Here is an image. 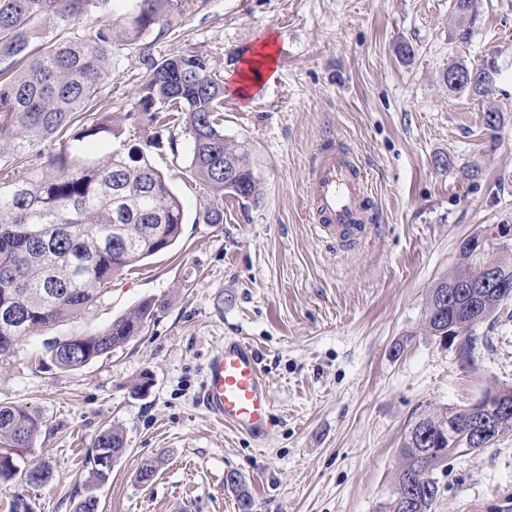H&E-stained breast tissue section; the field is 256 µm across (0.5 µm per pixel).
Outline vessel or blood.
<instances>
[{
  "label": "vessel or blood",
  "instance_id": "obj_1",
  "mask_svg": "<svg viewBox=\"0 0 512 512\" xmlns=\"http://www.w3.org/2000/svg\"><path fill=\"white\" fill-rule=\"evenodd\" d=\"M308 198L322 237L347 243L376 230L366 174L335 139L324 140L315 151ZM200 400L215 420L252 440L266 441L274 432L270 383L255 348L243 338L225 339L212 353Z\"/></svg>",
  "mask_w": 512,
  "mask_h": 512
}]
</instances>
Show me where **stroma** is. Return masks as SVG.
I'll list each match as a JSON object with an SVG mask.
<instances>
[{"label":"stroma","mask_w":512,"mask_h":512,"mask_svg":"<svg viewBox=\"0 0 512 512\" xmlns=\"http://www.w3.org/2000/svg\"><path fill=\"white\" fill-rule=\"evenodd\" d=\"M475 6L462 42L455 0H198L166 34L119 52L106 91L123 114L146 56L192 50L229 82L245 50L275 37L274 78L247 99L224 94V134L252 147L263 199L225 198L223 223H199L207 198L189 169L191 140L178 128L121 125L128 141L154 138L183 234L0 361V403L42 421L26 461L51 472L38 488L0 478V512L19 493L33 512H70L109 426L126 451L96 490L99 512H238L224 488L231 471L253 512H384L419 413L512 385V318L479 327L486 343L469 365L421 328L427 294L454 271L462 243L512 225V0ZM489 62L498 73L485 94L449 92L448 65ZM490 109L503 114L494 133ZM329 137L354 151L376 205L375 234L350 249L318 240L304 216L313 156ZM147 300L162 308L125 347L75 371L51 365L48 343L94 333ZM234 336L254 346L271 381L277 427L261 444L199 404L209 356ZM147 458L160 466L143 484ZM432 477L433 512H512V432L449 457Z\"/></svg>","instance_id":"35a3bbf8"}]
</instances>
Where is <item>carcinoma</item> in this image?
<instances>
[{
    "mask_svg": "<svg viewBox=\"0 0 512 512\" xmlns=\"http://www.w3.org/2000/svg\"><path fill=\"white\" fill-rule=\"evenodd\" d=\"M109 2L0 0V154L24 159L38 144L73 131L36 167H0V308L18 312L13 320H0V357L9 354L6 337L16 341L84 313L112 279L173 246L182 234V204L149 159L152 141L115 146L104 163L86 156L84 142L120 137L103 96L116 52L155 28L172 29L196 3L131 0V9L115 21L107 14ZM472 6L473 0H457L461 40L471 35L465 23ZM95 12L104 14L100 23L75 29ZM494 80L493 69L484 64L466 92L478 95ZM135 96L134 110L124 119L160 130L179 126L191 138L189 168L210 197L204 223H224L226 194L260 203L261 176L252 150L224 136V83L213 60L187 52L153 61ZM486 265L512 285L509 248H487L471 264L459 263L426 298L425 332L446 336L451 325L459 335L473 336L476 312H485L486 321L507 311L498 294L457 286L478 277ZM157 311L156 303L146 301L102 330L49 343L46 354L61 370H78L139 335ZM40 426L27 408L0 404V476L17 473L11 466L16 449L32 451ZM488 428L497 436L512 432V411L459 417L460 438L453 448L448 447V410L422 411L404 434L387 512H432L439 488L430 473L449 456L476 450L467 431ZM124 452L120 429L100 430L85 491L73 500L71 512H99V501L88 495L111 471L98 459H117ZM224 488L235 495L238 512H252L241 476L224 479Z\"/></svg>",
    "mask_w": 512,
    "mask_h": 512,
    "instance_id": "carcinoma-1",
    "label": "carcinoma"
}]
</instances>
